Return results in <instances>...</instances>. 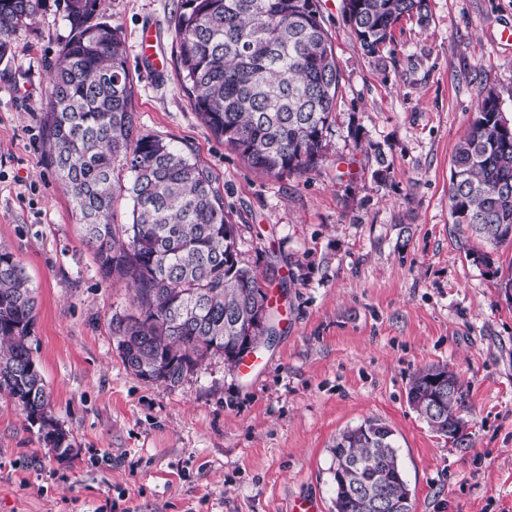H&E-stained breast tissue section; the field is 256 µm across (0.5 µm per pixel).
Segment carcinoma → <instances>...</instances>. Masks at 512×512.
<instances>
[{
  "instance_id": "cac0c4a2",
  "label": "carcinoma",
  "mask_w": 512,
  "mask_h": 512,
  "mask_svg": "<svg viewBox=\"0 0 512 512\" xmlns=\"http://www.w3.org/2000/svg\"><path fill=\"white\" fill-rule=\"evenodd\" d=\"M46 0H0V62L15 30ZM364 54L376 57L405 16L427 24V0H343ZM71 36L50 70L42 103L47 157L70 194L84 243L102 274L133 288L129 314L112 318L125 366L136 376L176 387L182 373L221 356L230 365L246 338L269 332L257 323L270 305L273 277H259L229 250L234 233L210 172L183 150L141 132L121 27L102 0H66ZM176 63L190 105L224 146L267 176L303 175L321 161L341 73L318 0H181L174 17ZM499 98L478 94L476 112L457 144L448 185L454 224L489 246H512V133L503 131ZM132 199L131 223L116 224V198ZM37 300L23 269L0 245V394L45 445L70 456L71 440L52 418L33 360ZM426 366L410 379L407 400L438 434L467 413L458 375ZM334 512H386L411 493L394 430L367 418L341 431L331 448Z\"/></svg>"
}]
</instances>
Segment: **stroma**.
Wrapping results in <instances>:
<instances>
[{
  "label": "stroma",
  "instance_id": "35a3bbf8",
  "mask_svg": "<svg viewBox=\"0 0 512 512\" xmlns=\"http://www.w3.org/2000/svg\"><path fill=\"white\" fill-rule=\"evenodd\" d=\"M181 0H106L121 27L142 132L205 166L239 226L245 265L274 270L275 334L241 373L205 361L175 388L124 365L103 277L42 143L49 66L70 26L58 0L12 36L0 63V243L36 292L32 356L76 454L58 459L0 395V512H332L331 447L369 417L394 430L413 512H512V247L453 224L448 182L477 95L512 117V0H429L381 56H365L343 0H319L342 81L324 159L304 175L256 173L195 112L176 65ZM153 27L167 61L139 46ZM448 365L464 381L467 447L407 402L411 376Z\"/></svg>",
  "mask_w": 512,
  "mask_h": 512
}]
</instances>
